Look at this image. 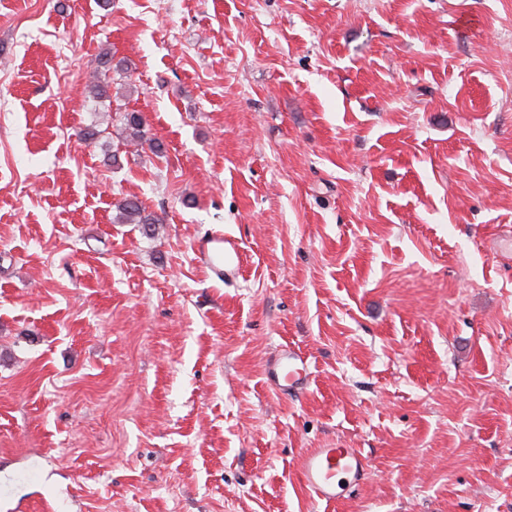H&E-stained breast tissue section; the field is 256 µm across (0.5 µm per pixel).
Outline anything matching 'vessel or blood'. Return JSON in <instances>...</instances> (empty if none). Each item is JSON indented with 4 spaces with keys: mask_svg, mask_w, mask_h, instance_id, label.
<instances>
[{
    "mask_svg": "<svg viewBox=\"0 0 512 512\" xmlns=\"http://www.w3.org/2000/svg\"><path fill=\"white\" fill-rule=\"evenodd\" d=\"M196 254L221 281L234 279L243 260L237 243L221 234L198 242ZM264 374L275 390L286 396L302 392L310 378L306 359L288 345L277 349ZM298 467L303 485L312 496L333 502L342 498L347 484L364 480L368 463L356 448H309L302 453Z\"/></svg>",
    "mask_w": 512,
    "mask_h": 512,
    "instance_id": "b4317fda",
    "label": "vessel or blood"
}]
</instances>
